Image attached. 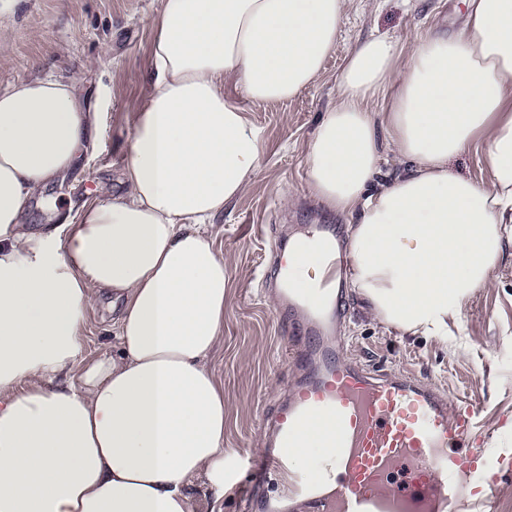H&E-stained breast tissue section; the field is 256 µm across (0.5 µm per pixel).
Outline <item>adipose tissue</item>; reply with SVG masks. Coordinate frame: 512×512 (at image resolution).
Returning a JSON list of instances; mask_svg holds the SVG:
<instances>
[{
	"mask_svg": "<svg viewBox=\"0 0 512 512\" xmlns=\"http://www.w3.org/2000/svg\"><path fill=\"white\" fill-rule=\"evenodd\" d=\"M349 0H162L122 196L50 231L28 199L77 162L92 114L66 80L0 92V512H222L224 259L203 229L264 150L243 104L320 76ZM454 33L348 53L307 152L310 195L351 218L348 286L378 323L447 340L512 242V0H465ZM233 82L237 97L224 94ZM484 155L476 181L448 167ZM407 169L379 186L385 153ZM118 352L85 354L94 307Z\"/></svg>",
	"mask_w": 512,
	"mask_h": 512,
	"instance_id": "obj_1",
	"label": "adipose tissue"
}]
</instances>
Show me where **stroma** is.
Returning <instances> with one entry per match:
<instances>
[{
    "mask_svg": "<svg viewBox=\"0 0 512 512\" xmlns=\"http://www.w3.org/2000/svg\"><path fill=\"white\" fill-rule=\"evenodd\" d=\"M162 0H0V91L21 80L50 76L73 81L95 108L96 140L78 162L26 204L29 223L53 226V212L79 210L98 189L126 191L122 172L131 120L152 90L151 24ZM463 0H350L335 49L316 82L292 100L246 103L249 119L265 137V155L246 191L208 225L224 259L222 344L210 365L224 382V452L248 459L262 447V410L290 391L294 371L281 358L283 317L263 277L278 236L304 233L312 224L346 227L347 219L323 210L305 191L306 148L323 112L336 100L337 80L352 46L371 36L411 50L424 31L455 27ZM293 194L295 203L283 202ZM341 326L343 353L386 371H404L466 398L482 411L487 443L512 448L503 428L512 416V243L460 318L470 343L455 351L436 338L379 326L357 296L349 298ZM86 353L115 352L112 316L91 309Z\"/></svg>",
    "mask_w": 512,
    "mask_h": 512,
    "instance_id": "obj_1",
    "label": "stroma"
}]
</instances>
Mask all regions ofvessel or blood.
I'll return each instance as SVG.
<instances>
[{"instance_id": "1", "label": "vessel or blood", "mask_w": 512, "mask_h": 512, "mask_svg": "<svg viewBox=\"0 0 512 512\" xmlns=\"http://www.w3.org/2000/svg\"><path fill=\"white\" fill-rule=\"evenodd\" d=\"M310 237L334 247L336 266L322 295L291 281L281 291L283 306L310 315L312 326L298 337L299 381L259 419L263 448L251 471L284 492L247 501V512H458L465 487L473 512H481L512 473V453L489 452L471 401H448L420 378L341 354L351 255L327 228ZM313 433L325 449V469L312 476L289 466L288 451ZM329 468L336 471L332 486Z\"/></svg>"}]
</instances>
